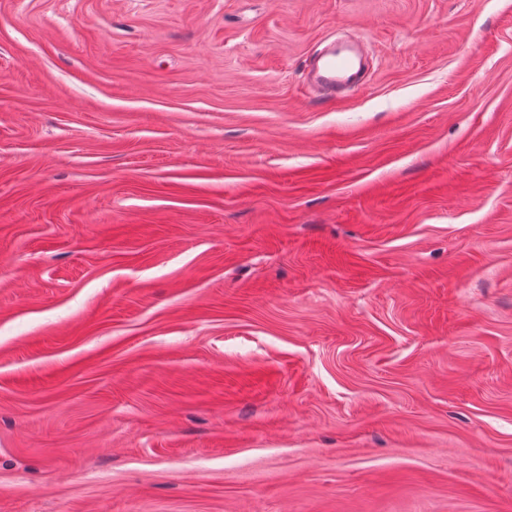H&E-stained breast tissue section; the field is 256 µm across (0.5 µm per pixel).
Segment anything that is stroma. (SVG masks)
Segmentation results:
<instances>
[{
	"label": "stroma",
	"instance_id": "stroma-1",
	"mask_svg": "<svg viewBox=\"0 0 512 512\" xmlns=\"http://www.w3.org/2000/svg\"><path fill=\"white\" fill-rule=\"evenodd\" d=\"M0 512H512V0H0ZM364 67L361 53L354 47L337 43L322 56L313 60L311 70L314 72L316 84L308 82L310 88L318 89H360Z\"/></svg>",
	"mask_w": 512,
	"mask_h": 512
}]
</instances>
